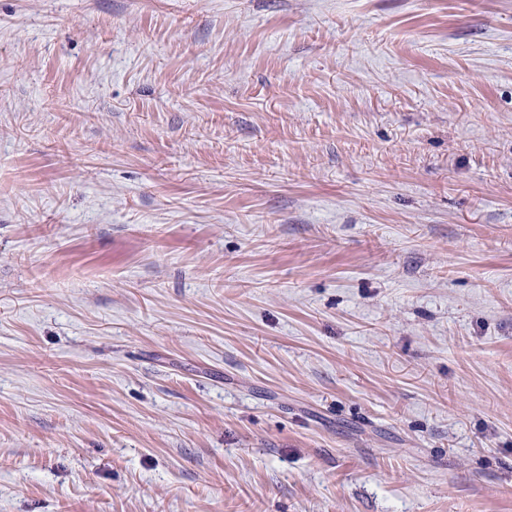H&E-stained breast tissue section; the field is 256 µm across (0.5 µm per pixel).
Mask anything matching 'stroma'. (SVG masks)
<instances>
[{
    "instance_id": "stroma-1",
    "label": "stroma",
    "mask_w": 512,
    "mask_h": 512,
    "mask_svg": "<svg viewBox=\"0 0 512 512\" xmlns=\"http://www.w3.org/2000/svg\"><path fill=\"white\" fill-rule=\"evenodd\" d=\"M0 512H512V0H0Z\"/></svg>"
}]
</instances>
